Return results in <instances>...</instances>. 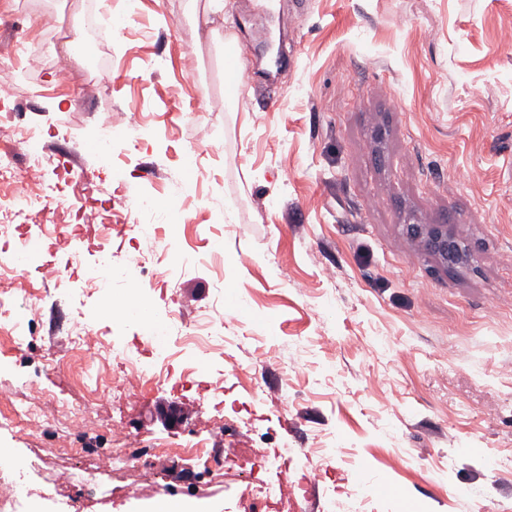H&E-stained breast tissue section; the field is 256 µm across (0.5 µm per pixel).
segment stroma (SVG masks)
<instances>
[{
    "label": "stroma",
    "instance_id": "stroma-1",
    "mask_svg": "<svg viewBox=\"0 0 512 512\" xmlns=\"http://www.w3.org/2000/svg\"><path fill=\"white\" fill-rule=\"evenodd\" d=\"M37 12L36 0H0V40L46 60L0 106V155L25 168L7 134L20 124L42 131L48 173L88 174L102 200L141 192L163 210L195 182L180 246L224 262L159 276L143 306L186 325L222 317L244 341L217 345L193 384L125 406L87 384L67 338L80 307L143 344L150 325L106 311L134 283H81L67 300L31 272V337L0 361L80 406L103 450L117 417L140 442L176 444L208 439L247 403L251 427L224 447L328 448L315 512L334 490L372 512H512V0H137L135 20L95 47L78 26L55 37ZM229 43L252 79L273 82L272 99L249 88L225 100ZM99 57L103 88L88 100L83 70ZM60 64L77 67L69 84L55 81ZM107 112L146 128L112 160L96 145ZM412 223L447 225L463 259L441 265L408 237ZM42 407L51 429L0 428V448L45 457L30 475L39 492L73 471L62 496L84 512L162 499L248 512L250 482L280 481L268 466L199 477L194 461L161 458L154 476L90 484L56 454L62 413Z\"/></svg>",
    "mask_w": 512,
    "mask_h": 512
}]
</instances>
